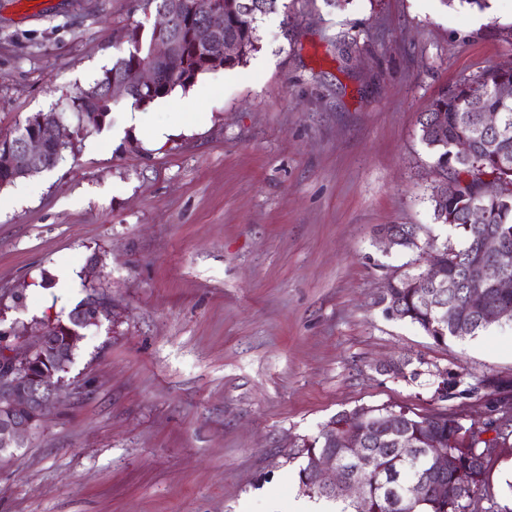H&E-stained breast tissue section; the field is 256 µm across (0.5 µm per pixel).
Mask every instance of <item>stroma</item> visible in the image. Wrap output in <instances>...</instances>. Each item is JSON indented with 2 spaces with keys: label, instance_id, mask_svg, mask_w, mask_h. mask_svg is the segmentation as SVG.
<instances>
[{
  "label": "stroma",
  "instance_id": "stroma-1",
  "mask_svg": "<svg viewBox=\"0 0 512 512\" xmlns=\"http://www.w3.org/2000/svg\"><path fill=\"white\" fill-rule=\"evenodd\" d=\"M245 65L203 73L199 109L148 104L173 131L112 121L53 169L0 189V328L66 316L83 330L43 425L0 459V512H288L298 450L335 414L437 408L436 375L512 378V321L437 344L385 316L388 277L424 265L378 230L445 241L418 119L443 90L512 62V0H281ZM143 0H0V137L72 101L150 40ZM69 268L76 286L55 288ZM406 358L417 377L379 371ZM484 512H512V433L489 459ZM406 226H409L406 228V231L402 230ZM399 230H402L407 235L403 238L402 243L401 238L397 236L382 234V238L389 247H398L401 243L400 248L403 251H414L421 248L419 244L421 228L419 226L414 224H388L381 228V232H398Z\"/></svg>",
  "mask_w": 512,
  "mask_h": 512
}]
</instances>
